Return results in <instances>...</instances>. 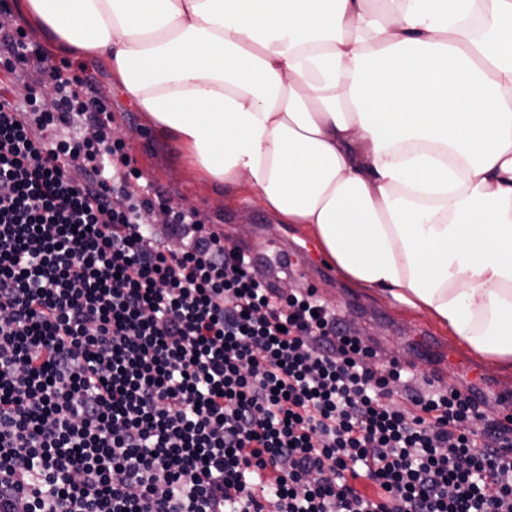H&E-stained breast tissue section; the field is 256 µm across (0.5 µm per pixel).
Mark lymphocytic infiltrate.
Masks as SVG:
<instances>
[{
    "label": "lymphocytic infiltrate",
    "mask_w": 512,
    "mask_h": 512,
    "mask_svg": "<svg viewBox=\"0 0 512 512\" xmlns=\"http://www.w3.org/2000/svg\"><path fill=\"white\" fill-rule=\"evenodd\" d=\"M4 46L41 78L0 94V512H512V414L273 288Z\"/></svg>",
    "instance_id": "lymphocytic-infiltrate-1"
}]
</instances>
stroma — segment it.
<instances>
[{
    "mask_svg": "<svg viewBox=\"0 0 512 512\" xmlns=\"http://www.w3.org/2000/svg\"><path fill=\"white\" fill-rule=\"evenodd\" d=\"M85 84L105 100L116 135L145 179L168 202L196 209L206 224L224 234L226 247L256 256L260 274L270 271L274 250L300 260L317 296L385 357L399 358L414 372L426 373L437 385L473 388L492 410L512 409V373L474 359L447 330L427 316L392 305L386 299L350 286L318 251L314 240L292 224H279L258 201L228 200L223 185L196 173L173 143L159 139L145 126L140 112L112 87L101 63L72 61Z\"/></svg>",
    "mask_w": 512,
    "mask_h": 512,
    "instance_id": "obj_1",
    "label": "stroma"
}]
</instances>
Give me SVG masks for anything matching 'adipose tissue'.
<instances>
[{
    "label": "adipose tissue",
    "mask_w": 512,
    "mask_h": 512,
    "mask_svg": "<svg viewBox=\"0 0 512 512\" xmlns=\"http://www.w3.org/2000/svg\"><path fill=\"white\" fill-rule=\"evenodd\" d=\"M337 275L512 368V0H14Z\"/></svg>",
    "instance_id": "1"
}]
</instances>
